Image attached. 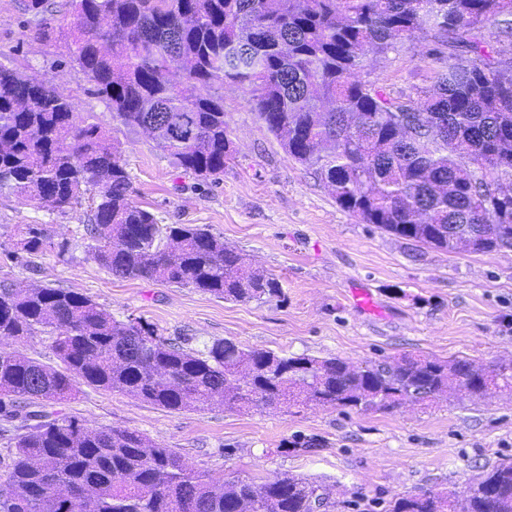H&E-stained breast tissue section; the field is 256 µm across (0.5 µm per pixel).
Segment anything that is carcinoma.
<instances>
[{
	"label": "carcinoma",
	"mask_w": 512,
	"mask_h": 512,
	"mask_svg": "<svg viewBox=\"0 0 512 512\" xmlns=\"http://www.w3.org/2000/svg\"><path fill=\"white\" fill-rule=\"evenodd\" d=\"M53 0H25L46 21ZM70 59L112 117L154 128L174 165L202 180L234 149L224 99L244 88L268 132L311 168L336 204L365 224L447 252L512 249V61L483 30L512 42V0H65ZM430 34L448 55L418 99L356 77L368 54ZM182 80H173V73ZM78 137L75 152L65 145ZM90 195L84 252L122 278L160 280L218 299L282 295L273 275L199 225L160 224L132 201L131 176L107 131L76 123L46 79L0 66V193ZM7 257L25 267L52 246L40 224ZM48 334L61 366L0 347V420L13 444L0 512H314L317 482L282 472L261 484L196 472L171 448L121 427L88 428L50 407L79 385L133 394L171 411L329 406L391 412L460 388H512V362L402 355L355 366L340 358L246 350L232 340L184 349L141 319L117 321L87 296L0 280V343ZM140 337L138 346L132 337ZM385 512H512V461L462 495L424 492Z\"/></svg>",
	"instance_id": "cac0c4a2"
}]
</instances>
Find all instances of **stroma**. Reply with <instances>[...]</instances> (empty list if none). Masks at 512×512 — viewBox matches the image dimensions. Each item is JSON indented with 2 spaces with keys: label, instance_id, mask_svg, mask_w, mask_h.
I'll list each match as a JSON object with an SVG mask.
<instances>
[{
  "label": "stroma",
  "instance_id": "obj_1",
  "mask_svg": "<svg viewBox=\"0 0 512 512\" xmlns=\"http://www.w3.org/2000/svg\"><path fill=\"white\" fill-rule=\"evenodd\" d=\"M70 16L47 29L23 0H0V65L53 80L82 124L109 132L127 164L133 199L163 224H198L274 274L281 297L231 302L193 288L120 278L75 243L90 199L60 212L16 193L0 194V247L21 224L43 225L54 247L25 269L0 258V278L17 287L67 288L110 312L139 318L161 336L198 348L230 339L246 349L338 357L361 365L409 354L467 358L486 366L512 361V250L455 254L396 237L342 210L312 169L291 158L233 84L224 98L234 155L218 182L172 165L153 138L113 120L87 76L70 60ZM424 40L398 42L370 59L361 79L392 95L415 96L445 60L426 57ZM367 290L375 309L359 306ZM64 412L90 428L139 431L179 452L194 470L263 482L280 472L326 486L332 512H381V503L422 490H463L485 468L512 459V392L477 399L454 391L429 406L391 413L332 407H215L170 411L127 393L82 386ZM307 440L304 448L295 439Z\"/></svg>",
  "mask_w": 512,
  "mask_h": 512
}]
</instances>
